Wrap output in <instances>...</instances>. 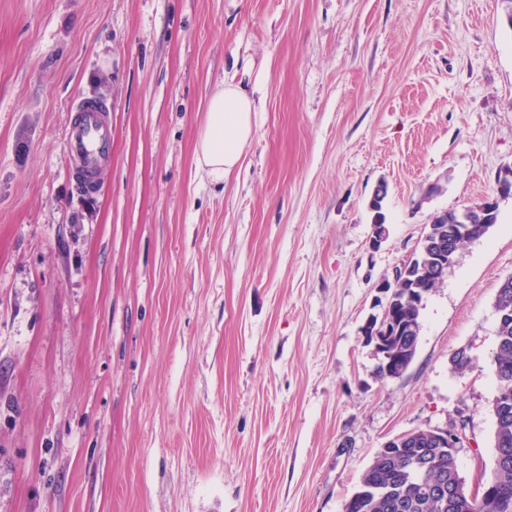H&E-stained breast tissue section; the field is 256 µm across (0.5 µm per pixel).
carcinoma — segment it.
<instances>
[{
    "label": "carcinoma",
    "instance_id": "obj_1",
    "mask_svg": "<svg viewBox=\"0 0 512 512\" xmlns=\"http://www.w3.org/2000/svg\"><path fill=\"white\" fill-rule=\"evenodd\" d=\"M499 204L491 212L480 211V204L473 205L470 236L448 241V218L451 212L434 214L429 227L430 235L420 242L418 250H427L435 256L448 244L454 249L482 237L491 225L497 223ZM398 288L390 299V315L413 326L407 333L390 335L388 352L396 354L409 351L408 361H413L420 332L422 299L407 296L409 285L431 292L444 283L448 270L435 262L426 266H409L402 263ZM500 321L497 323V352L494 363L497 388L512 390V277L499 288L493 303ZM495 422L494 448H507L509 454L494 463L491 479L512 492V400L507 409L493 413ZM457 455L436 448L424 429H417L404 436L402 445L378 450L372 463L363 471L355 491L344 504V512H512V497L481 498L460 493L446 499L429 495L423 485H451L462 482L456 464Z\"/></svg>",
    "mask_w": 512,
    "mask_h": 512
}]
</instances>
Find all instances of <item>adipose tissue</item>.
Wrapping results in <instances>:
<instances>
[{"label":"adipose tissue","mask_w":512,"mask_h":512,"mask_svg":"<svg viewBox=\"0 0 512 512\" xmlns=\"http://www.w3.org/2000/svg\"><path fill=\"white\" fill-rule=\"evenodd\" d=\"M254 111L243 84L229 80L213 92L196 143L197 165L210 183L223 186L240 168L255 134Z\"/></svg>","instance_id":"ef3b65f1"}]
</instances>
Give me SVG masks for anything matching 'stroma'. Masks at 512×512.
Segmentation results:
<instances>
[{
	"label": "stroma",
	"mask_w": 512,
	"mask_h": 512,
	"mask_svg": "<svg viewBox=\"0 0 512 512\" xmlns=\"http://www.w3.org/2000/svg\"><path fill=\"white\" fill-rule=\"evenodd\" d=\"M230 79L256 132L218 188L195 147ZM97 94L112 159L86 196L67 138ZM509 163L500 0H0V512H343L387 441L460 413L478 488ZM492 199L379 380L378 282L435 213Z\"/></svg>",
	"instance_id": "stroma-1"
}]
</instances>
